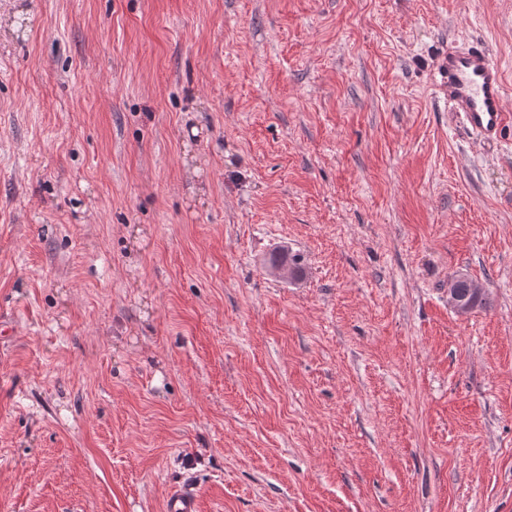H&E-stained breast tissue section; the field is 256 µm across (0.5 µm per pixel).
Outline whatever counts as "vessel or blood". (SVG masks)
Here are the masks:
<instances>
[{"instance_id": "b4317fda", "label": "vessel or blood", "mask_w": 512, "mask_h": 512, "mask_svg": "<svg viewBox=\"0 0 512 512\" xmlns=\"http://www.w3.org/2000/svg\"><path fill=\"white\" fill-rule=\"evenodd\" d=\"M438 73L449 106L462 114L466 125L483 140H498L507 109L502 76L489 54L477 47L449 52L441 58ZM166 512H198L192 489L186 486L171 489Z\"/></svg>"}]
</instances>
